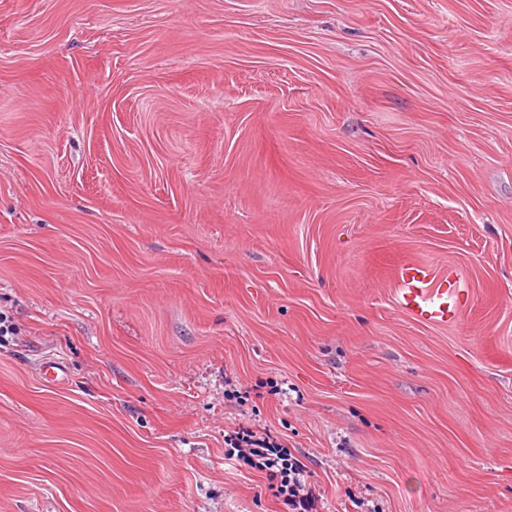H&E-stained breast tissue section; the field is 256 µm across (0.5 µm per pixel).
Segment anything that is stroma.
I'll return each instance as SVG.
<instances>
[{
	"mask_svg": "<svg viewBox=\"0 0 512 512\" xmlns=\"http://www.w3.org/2000/svg\"><path fill=\"white\" fill-rule=\"evenodd\" d=\"M0 316V512H512V0H0ZM392 278L397 308L423 323L448 324L465 292L454 271L415 260L397 265ZM224 442L237 451L239 458L259 470H267L269 490L274 496H285L289 512H311L312 494L304 491V464L294 457L288 448H283L269 437H258L247 428L225 435Z\"/></svg>",
	"mask_w": 512,
	"mask_h": 512,
	"instance_id": "stroma-1",
	"label": "stroma"
}]
</instances>
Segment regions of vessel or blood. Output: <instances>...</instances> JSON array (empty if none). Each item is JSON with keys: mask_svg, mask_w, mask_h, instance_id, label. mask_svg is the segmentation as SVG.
Listing matches in <instances>:
<instances>
[{"mask_svg": "<svg viewBox=\"0 0 512 512\" xmlns=\"http://www.w3.org/2000/svg\"><path fill=\"white\" fill-rule=\"evenodd\" d=\"M393 281L397 308L423 323H447L455 317L464 296L458 274L420 261L397 265Z\"/></svg>", "mask_w": 512, "mask_h": 512, "instance_id": "vessel-or-blood-1", "label": "vessel or blood"}]
</instances>
